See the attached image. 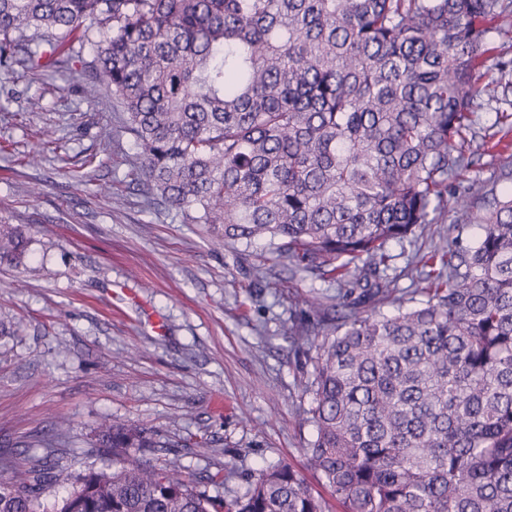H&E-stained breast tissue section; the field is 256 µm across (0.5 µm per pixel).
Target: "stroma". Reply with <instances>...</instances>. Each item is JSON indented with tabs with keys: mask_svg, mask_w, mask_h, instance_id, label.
<instances>
[{
	"mask_svg": "<svg viewBox=\"0 0 512 512\" xmlns=\"http://www.w3.org/2000/svg\"><path fill=\"white\" fill-rule=\"evenodd\" d=\"M75 88L56 73L0 72V225L27 240L22 264L0 263V449L16 461L0 478H17L63 420L59 465L106 468L91 443L114 420L163 440L207 437L178 456L194 480L234 462L210 494H242L250 474L283 460L320 491L304 456L315 431L299 423L312 366L285 332L327 284L255 281L253 267L275 259L268 241L214 247L190 211L145 204L132 179L141 150L111 94L89 101ZM425 246L388 245L403 298Z\"/></svg>",
	"mask_w": 512,
	"mask_h": 512,
	"instance_id": "obj_1",
	"label": "stroma"
}]
</instances>
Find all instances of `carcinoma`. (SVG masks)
<instances>
[{
    "label": "carcinoma",
    "mask_w": 512,
    "mask_h": 512,
    "mask_svg": "<svg viewBox=\"0 0 512 512\" xmlns=\"http://www.w3.org/2000/svg\"><path fill=\"white\" fill-rule=\"evenodd\" d=\"M41 28L53 37L27 35ZM491 33L512 49V0H0V69L64 73L93 51L77 90L112 91L147 202L338 286L286 334L314 344L305 456L343 512H512V191L459 186L475 109L509 89L512 59L481 72ZM450 211L479 234L418 255L406 306L388 243ZM26 244L1 229L0 260ZM64 437L0 481V512H37L62 484L53 512H329L285 461L228 501L205 486L234 465L199 484L142 454L204 440L114 422L94 443L112 466L73 476L47 461Z\"/></svg>",
    "instance_id": "1"
}]
</instances>
